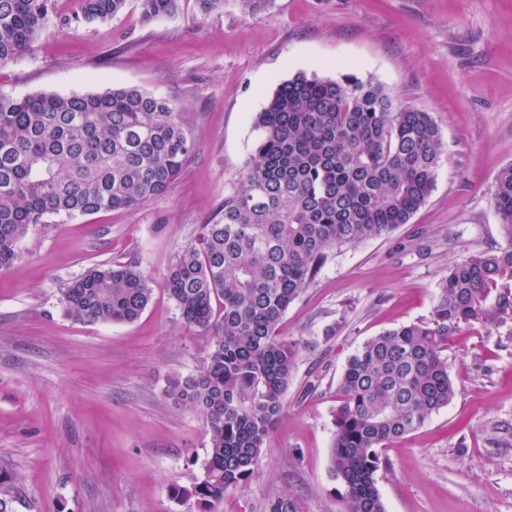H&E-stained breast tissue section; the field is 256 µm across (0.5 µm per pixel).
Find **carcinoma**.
<instances>
[{
  "mask_svg": "<svg viewBox=\"0 0 512 512\" xmlns=\"http://www.w3.org/2000/svg\"><path fill=\"white\" fill-rule=\"evenodd\" d=\"M141 19L180 0H139ZM126 0H81L75 19L105 20ZM52 0H0V68L30 50ZM251 160L212 222L167 269L165 289L189 328L211 335L201 369L169 395L206 418L209 451L194 486L174 490L202 510L242 489L283 412L298 343L278 335L327 250L386 236L435 187L442 140L428 112L396 107L353 74L281 82L252 117ZM194 150L180 113L134 87L70 96L0 93V270L46 215H93L166 192ZM505 245L471 253L438 283L431 317L365 341L336 390L329 474L344 512H385L378 450L420 428L456 395L443 352L461 326L512 317V165L495 185ZM153 289L138 267H96L62 289L81 322L130 323Z\"/></svg>",
  "mask_w": 512,
  "mask_h": 512,
  "instance_id": "cac0c4a2",
  "label": "carcinoma"
}]
</instances>
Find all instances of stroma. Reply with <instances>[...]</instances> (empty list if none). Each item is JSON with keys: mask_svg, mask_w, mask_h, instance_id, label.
Listing matches in <instances>:
<instances>
[{"mask_svg": "<svg viewBox=\"0 0 512 512\" xmlns=\"http://www.w3.org/2000/svg\"><path fill=\"white\" fill-rule=\"evenodd\" d=\"M353 74L398 106L431 113L443 152L435 188L393 233L333 248L283 315L298 341L283 413L255 475L212 512H341L329 477L336 387L369 338L428 320L448 267L504 242L494 205L512 164V0H238L141 19L50 22L0 68V92L91 94L136 87L180 112L195 150L166 193L94 215H50L0 270V490L14 512H189L173 488L202 475L205 417L175 403L211 340L187 328L163 286L250 161L251 120L297 74ZM135 263L153 295L131 323L67 316L59 291L92 267ZM457 394L384 448L386 512H512V319L465 325L448 341Z\"/></svg>", "mask_w": 512, "mask_h": 512, "instance_id": "35a3bbf8", "label": "stroma"}]
</instances>
